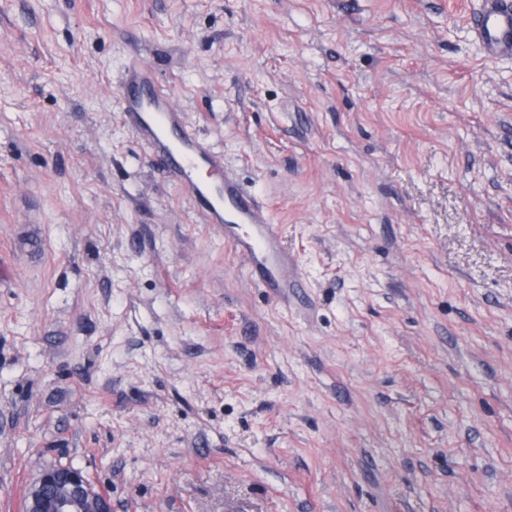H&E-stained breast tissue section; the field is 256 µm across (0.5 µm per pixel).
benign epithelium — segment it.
<instances>
[{"label":"benign epithelium","mask_w":512,"mask_h":512,"mask_svg":"<svg viewBox=\"0 0 512 512\" xmlns=\"http://www.w3.org/2000/svg\"><path fill=\"white\" fill-rule=\"evenodd\" d=\"M23 512H111V507L83 469L66 464L40 472L24 496Z\"/></svg>","instance_id":"1"}]
</instances>
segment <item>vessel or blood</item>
I'll list each match as a JSON object with an SVG mask.
<instances>
[{"label":"vessel or blood","mask_w":512,"mask_h":512,"mask_svg":"<svg viewBox=\"0 0 512 512\" xmlns=\"http://www.w3.org/2000/svg\"><path fill=\"white\" fill-rule=\"evenodd\" d=\"M470 26L486 56H512V0H482ZM122 111L170 181L188 191L203 223L223 232L258 287L276 294L303 287V279L289 273L292 261L281 249L268 213L226 174L223 154L185 127L171 94L148 66L128 68Z\"/></svg>","instance_id":"obj_1"}]
</instances>
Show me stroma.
Returning a JSON list of instances; mask_svg holds the SVG:
<instances>
[{
  "mask_svg": "<svg viewBox=\"0 0 512 512\" xmlns=\"http://www.w3.org/2000/svg\"><path fill=\"white\" fill-rule=\"evenodd\" d=\"M481 0H0V512H512V58ZM268 209L272 299L122 116ZM475 38L482 43L485 55L500 59L512 56V2L482 0V7L470 22ZM23 512H111V507L83 469L66 464L40 472L24 496Z\"/></svg>",
  "mask_w": 512,
  "mask_h": 512,
  "instance_id": "obj_1",
  "label": "stroma"
}]
</instances>
